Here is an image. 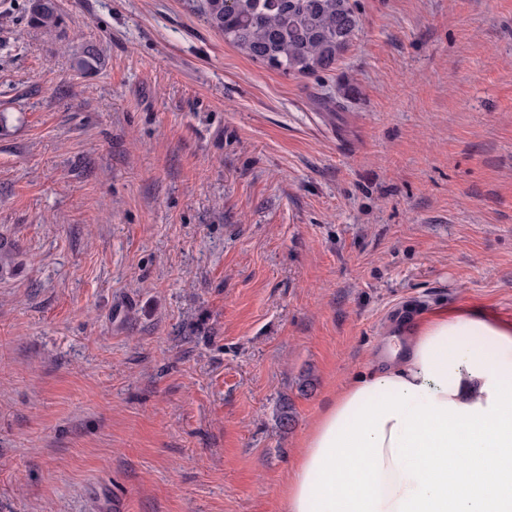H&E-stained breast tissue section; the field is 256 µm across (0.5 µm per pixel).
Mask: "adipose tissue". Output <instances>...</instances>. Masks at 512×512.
Returning a JSON list of instances; mask_svg holds the SVG:
<instances>
[{"mask_svg":"<svg viewBox=\"0 0 512 512\" xmlns=\"http://www.w3.org/2000/svg\"><path fill=\"white\" fill-rule=\"evenodd\" d=\"M283 512H512V322L398 325L305 433Z\"/></svg>","mask_w":512,"mask_h":512,"instance_id":"1","label":"adipose tissue"}]
</instances>
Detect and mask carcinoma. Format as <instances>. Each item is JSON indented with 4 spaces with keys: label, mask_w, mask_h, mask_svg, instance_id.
Listing matches in <instances>:
<instances>
[{
    "label": "carcinoma",
    "mask_w": 512,
    "mask_h": 512,
    "mask_svg": "<svg viewBox=\"0 0 512 512\" xmlns=\"http://www.w3.org/2000/svg\"><path fill=\"white\" fill-rule=\"evenodd\" d=\"M199 10L249 58L293 76L332 70L359 31L354 0H201ZM60 18L58 0H33L32 25L52 28ZM74 64L93 71L101 54L86 46Z\"/></svg>",
    "instance_id": "1"
}]
</instances>
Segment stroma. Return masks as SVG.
Masks as SVG:
<instances>
[{
  "label": "stroma",
  "instance_id": "35a3bbf8",
  "mask_svg": "<svg viewBox=\"0 0 512 512\" xmlns=\"http://www.w3.org/2000/svg\"><path fill=\"white\" fill-rule=\"evenodd\" d=\"M30 3L0 0V512H281L395 309L512 321V0H357L307 77L196 0ZM61 18L58 0H33L30 8V21L37 28H52Z\"/></svg>",
  "mask_w": 512,
  "mask_h": 512
}]
</instances>
